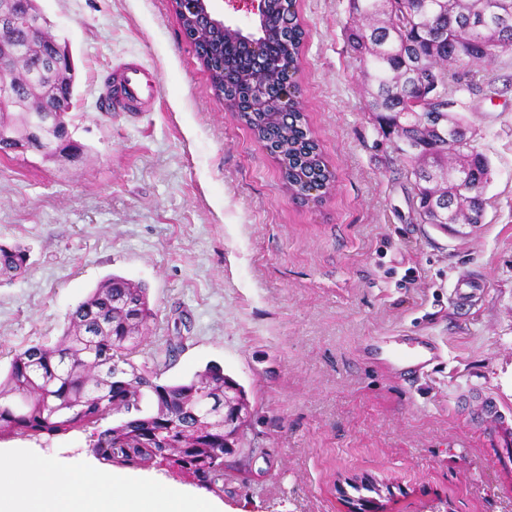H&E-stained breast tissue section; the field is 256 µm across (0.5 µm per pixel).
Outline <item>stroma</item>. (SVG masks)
<instances>
[{"label":"stroma","instance_id":"obj_1","mask_svg":"<svg viewBox=\"0 0 512 512\" xmlns=\"http://www.w3.org/2000/svg\"><path fill=\"white\" fill-rule=\"evenodd\" d=\"M75 66L66 121L82 157L0 154V243L29 252L0 283V368L53 343L111 274L143 285L157 316L134 361L158 383L207 364L245 390L239 469L224 512H348L352 482L390 487V512H512V451L489 444L496 398L512 422V53L475 65L458 94L491 163L485 220L466 238L419 223L404 164L367 112L342 38L347 0H296L307 126L335 174L306 202L212 89L170 0H38ZM159 79L154 108L113 110L120 67ZM477 278L468 306L450 289ZM433 339L442 358L396 375L392 350ZM78 466L86 433L0 439Z\"/></svg>","mask_w":512,"mask_h":512}]
</instances>
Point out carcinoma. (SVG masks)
Segmentation results:
<instances>
[{"instance_id":"1","label":"carcinoma","mask_w":512,"mask_h":512,"mask_svg":"<svg viewBox=\"0 0 512 512\" xmlns=\"http://www.w3.org/2000/svg\"><path fill=\"white\" fill-rule=\"evenodd\" d=\"M289 0H270L267 24L258 35L260 50L229 29L200 32L212 58L223 66L209 75L214 90L238 107L237 116L265 146L279 151L281 177L288 189L331 183L319 145L306 126L298 102L288 111L277 103L252 113L246 103L261 75L265 95L280 99L285 82L300 66L305 31L294 16L279 24ZM347 47L367 80L372 120L413 177L415 212L422 224L438 229L460 221L484 223L482 196L490 182L488 158L462 136L448 141L449 94L474 90L452 67L488 63L512 52V0H348ZM48 21L18 30L10 40L21 64L15 77L20 99L12 116L0 118V152L23 151L44 159L78 157L83 146L67 137L50 146L56 127L34 131L36 118L74 86V74L39 65L52 41ZM28 266L19 245L0 243V281H13ZM156 317L147 290L118 275L101 281L67 315L55 343L36 344L16 354L0 378V439L14 435L41 439L88 433L89 448L111 466L171 471L224 495V471L240 457L241 426L224 429V387L248 413L245 392L217 365L191 378L158 384L135 365L142 333ZM151 389L156 409L141 408V388ZM114 423H108L111 418Z\"/></svg>"}]
</instances>
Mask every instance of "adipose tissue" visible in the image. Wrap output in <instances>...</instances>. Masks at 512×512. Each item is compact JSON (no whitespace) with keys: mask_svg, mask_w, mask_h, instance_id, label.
<instances>
[{"mask_svg":"<svg viewBox=\"0 0 512 512\" xmlns=\"http://www.w3.org/2000/svg\"><path fill=\"white\" fill-rule=\"evenodd\" d=\"M159 479L131 480L87 462L72 468L32 449H0V512H216Z\"/></svg>","mask_w":512,"mask_h":512,"instance_id":"adipose-tissue-1","label":"adipose tissue"}]
</instances>
